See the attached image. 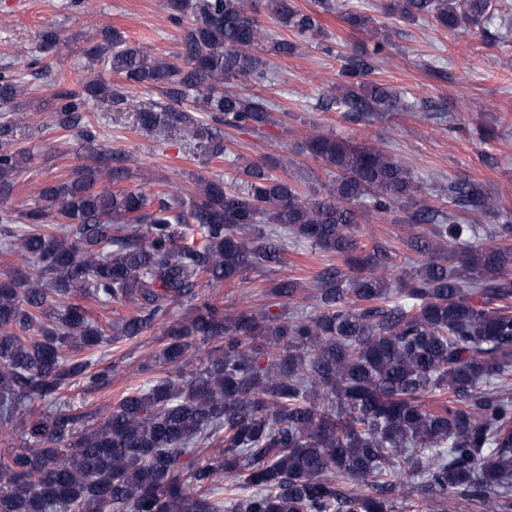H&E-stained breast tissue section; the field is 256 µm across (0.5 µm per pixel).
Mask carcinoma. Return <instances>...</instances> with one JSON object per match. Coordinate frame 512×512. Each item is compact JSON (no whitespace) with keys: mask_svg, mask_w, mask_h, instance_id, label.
<instances>
[{"mask_svg":"<svg viewBox=\"0 0 512 512\" xmlns=\"http://www.w3.org/2000/svg\"><path fill=\"white\" fill-rule=\"evenodd\" d=\"M269 7L283 27L321 32L291 0ZM170 9L187 20L180 62L105 28L85 56L122 83L99 73L57 91L53 125H82L91 105L134 112L142 128L183 131L216 159L227 153L222 127L274 124L262 98L224 85L263 81L266 56L288 57L297 44L272 37L249 0H170ZM496 9L495 0L389 5L405 21L430 17L453 31ZM344 21L376 28L357 12ZM373 70L371 56H346L332 104L358 115L398 110L400 94L368 80ZM133 87L160 98L138 100ZM20 92L1 70L0 104ZM84 135L87 163L34 204L0 211V239L17 259L0 273V430L17 424L26 441L0 456V512H394L397 499L431 512L461 495L512 505V224L488 231L500 245L472 242L479 228L460 215L502 207L481 182H448L445 211L421 200L426 184L392 155L314 132L305 147L331 176L326 193L305 195L250 162L237 188L195 175L197 193L176 213L165 191L114 188L129 170ZM28 160L0 126L1 201ZM375 216L428 226L407 241L420 265L394 275L388 247L359 244L354 229ZM51 218L60 233L45 231ZM290 235L343 261L311 286L319 313L288 312L301 290L288 277L259 310L228 313L218 293L198 291L282 266ZM174 303L188 315L151 355L154 376L100 421L81 430L66 410L22 419L28 404L76 382H105L111 367L93 370L80 353L143 335ZM93 304L128 313L101 322ZM203 448L218 453L202 462Z\"/></svg>","mask_w":512,"mask_h":512,"instance_id":"obj_1","label":"carcinoma"}]
</instances>
